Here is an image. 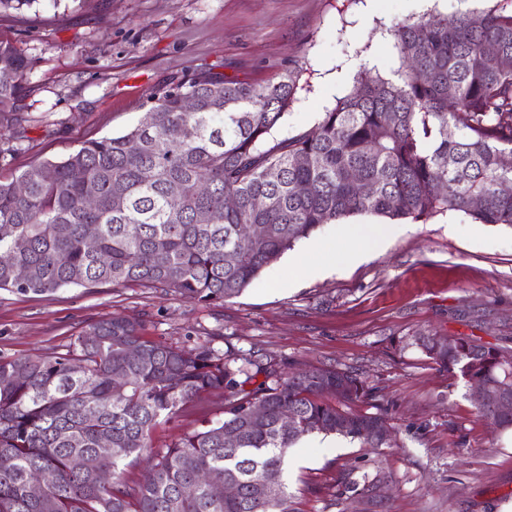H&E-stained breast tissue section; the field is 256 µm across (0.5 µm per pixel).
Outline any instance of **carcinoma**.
Wrapping results in <instances>:
<instances>
[{
	"label": "carcinoma",
	"mask_w": 512,
	"mask_h": 512,
	"mask_svg": "<svg viewBox=\"0 0 512 512\" xmlns=\"http://www.w3.org/2000/svg\"><path fill=\"white\" fill-rule=\"evenodd\" d=\"M393 39L400 67L337 99L311 132L266 146L295 99L298 72L262 85L202 71L158 89L127 133L0 180V289L139 285L213 305L238 296L319 226L354 214L420 221L460 212L512 227V193L501 190L512 168L500 161L512 154V12L494 5L422 16L398 25ZM486 44L497 49L494 66L481 52ZM28 67L0 42V112L20 108ZM457 117L458 137L448 131ZM228 196L236 207H224ZM89 198L96 207H85ZM250 224L264 234L250 236ZM21 266L36 270L25 284L13 276ZM131 345L140 350L134 361ZM425 351L467 381L512 390L509 348L461 338L443 351L432 339ZM260 373L265 380L250 387ZM205 394L221 396L222 417L153 450L157 427ZM257 400L267 405L260 422L250 417ZM373 400L364 380L331 366L290 369L286 359L262 363L208 340L173 347L114 315L52 359L0 358V512H292L282 482L288 450L313 434L381 446L368 425L387 416L347 409L373 408ZM478 411L512 430L511 413ZM226 432L237 433L236 446H225ZM104 439L117 449L109 487L79 465ZM128 459L145 461L155 479L130 481ZM36 476L40 498L28 493ZM204 477L238 485L239 496L207 484L181 495ZM343 482L370 493L379 478L346 474Z\"/></svg>",
	"instance_id": "carcinoma-1"
}]
</instances>
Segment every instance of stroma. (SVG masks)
Returning a JSON list of instances; mask_svg holds the SVG:
<instances>
[{
  "mask_svg": "<svg viewBox=\"0 0 512 512\" xmlns=\"http://www.w3.org/2000/svg\"><path fill=\"white\" fill-rule=\"evenodd\" d=\"M487 0H34L0 11V41L30 62L20 110L0 118V176L60 161L85 140L135 126L159 87L207 69L257 84L288 70L301 87L280 141L314 129L357 81L400 65L390 31L434 12ZM366 261H292L325 224L233 299L209 307L155 288L68 286L52 294L0 290V357L52 358L91 324L120 314L148 339L327 365L358 375L392 427L364 448L314 434L283 473L293 512H512V431L481 417L469 385L430 360L428 337H470L512 348V228L462 213L402 221ZM381 478L367 497L344 473Z\"/></svg>",
  "mask_w": 512,
  "mask_h": 512,
  "instance_id": "35a3bbf8",
  "label": "stroma"
}]
</instances>
